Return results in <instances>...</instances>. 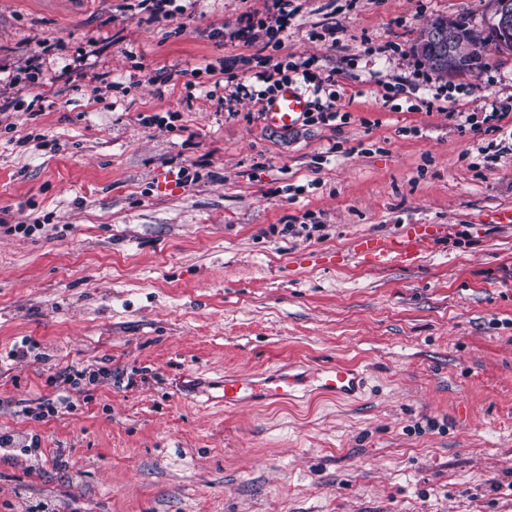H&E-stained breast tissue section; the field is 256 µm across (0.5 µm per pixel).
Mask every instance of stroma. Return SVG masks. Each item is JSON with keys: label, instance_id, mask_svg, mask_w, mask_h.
Here are the masks:
<instances>
[{"label": "stroma", "instance_id": "35a3bbf8", "mask_svg": "<svg viewBox=\"0 0 512 512\" xmlns=\"http://www.w3.org/2000/svg\"><path fill=\"white\" fill-rule=\"evenodd\" d=\"M184 5L0 0V220L36 227L0 229V354L36 344L0 365V435L40 445L0 447V512H512V224L483 221L512 151L478 154L512 137V51L427 81L412 51L439 16L488 33L493 0H293L246 42L214 31L265 0ZM260 56L335 71L339 119L223 103ZM411 224L448 233L410 267L350 259ZM290 361L365 391L227 411L187 385ZM90 364L110 378L32 418ZM151 3L146 5L148 12L147 18L144 20L147 23H155L164 21H172L177 18V15L183 14V6L176 5V2L181 0H146ZM111 370L105 366L90 365L81 369L74 367H67L63 370L56 372L50 377L51 385L56 388L55 399H46L47 401L38 406L35 410L31 411L35 419H43L46 416H52L59 411L66 410L72 411L74 405L69 401L66 394L68 388L80 385L82 382L85 385H97L102 379L111 375Z\"/></svg>", "mask_w": 512, "mask_h": 512}]
</instances>
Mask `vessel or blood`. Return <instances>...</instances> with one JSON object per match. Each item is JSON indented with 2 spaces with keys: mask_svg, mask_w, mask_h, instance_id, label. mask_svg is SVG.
<instances>
[{
  "mask_svg": "<svg viewBox=\"0 0 512 512\" xmlns=\"http://www.w3.org/2000/svg\"><path fill=\"white\" fill-rule=\"evenodd\" d=\"M309 109L306 94L297 86L281 87L265 103L264 115L270 124L284 128L297 124ZM429 237L418 227H410L394 237L368 235L354 244V254L361 263L376 267L413 264L429 244ZM367 384L358 366L345 363L322 365L302 373L293 368L269 374L249 376L228 375L217 382V400L225 409L234 410L269 401L280 403L295 399L298 391L335 399L352 398L361 394Z\"/></svg>",
  "mask_w": 512,
  "mask_h": 512,
  "instance_id": "vessel-or-blood-1",
  "label": "vessel or blood"
}]
</instances>
